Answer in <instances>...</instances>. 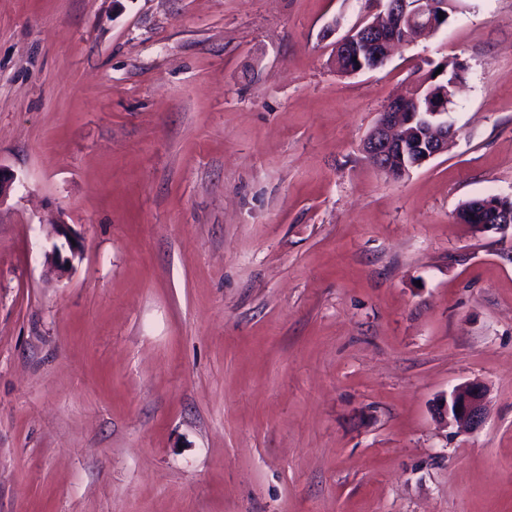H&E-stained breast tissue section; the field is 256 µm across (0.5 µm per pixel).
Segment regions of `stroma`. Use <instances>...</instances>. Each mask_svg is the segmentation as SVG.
Segmentation results:
<instances>
[{"label":"stroma","mask_w":512,"mask_h":512,"mask_svg":"<svg viewBox=\"0 0 512 512\" xmlns=\"http://www.w3.org/2000/svg\"><path fill=\"white\" fill-rule=\"evenodd\" d=\"M378 10L0 0V512H512V237L456 217L512 198V0L337 73ZM449 60L454 141L384 176ZM455 63L457 66L454 68ZM455 63H448V68L446 66V70L436 77L440 66H435L424 79L435 77L436 81L418 83L409 93L389 101L378 113L375 126L365 138L362 148L375 167L387 177L401 178L448 148V139L455 134L448 123V104L463 72L462 66ZM453 68V75L440 94L442 78L439 77ZM54 232L57 236L64 237L70 255H64L56 245L46 254L48 264L60 274H65L72 267V260L81 252V240L68 224H55ZM75 241V244H72ZM69 264V267H66ZM486 389L478 382H465L454 387L450 395L437 399L435 411L447 424L477 430L486 419ZM460 408V412H456Z\"/></svg>","instance_id":"35a3bbf8"}]
</instances>
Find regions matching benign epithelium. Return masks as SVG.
<instances>
[{
  "label": "benign epithelium",
  "mask_w": 512,
  "mask_h": 512,
  "mask_svg": "<svg viewBox=\"0 0 512 512\" xmlns=\"http://www.w3.org/2000/svg\"><path fill=\"white\" fill-rule=\"evenodd\" d=\"M383 11L371 22L359 25L334 43L335 52L349 61L355 74L374 70L387 63L394 49L417 36L435 32L448 19V0H380ZM445 19H439V15ZM463 68H454L449 83L438 98L417 84L409 93L392 99L378 113L375 126L362 148L375 167L389 178L398 179L419 168L448 148L454 130L448 123V104L462 77ZM466 219H478L479 232L512 231V199L488 196L479 201ZM56 235L65 239L69 254L58 247L46 254L48 264L64 274L81 252V240L68 224L54 225ZM486 389L478 382H465L437 399L435 411L449 424L469 430L479 429L486 419Z\"/></svg>",
  "instance_id": "1"
}]
</instances>
